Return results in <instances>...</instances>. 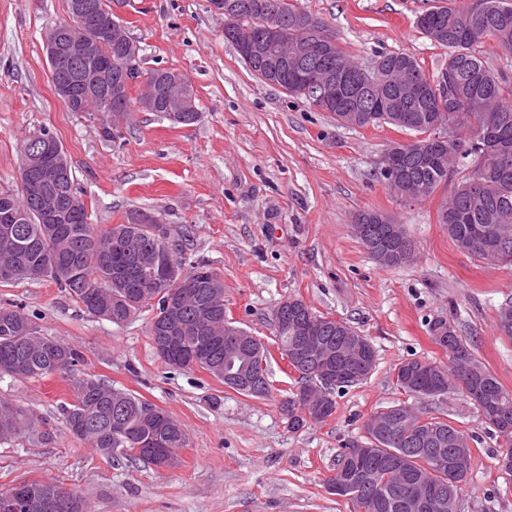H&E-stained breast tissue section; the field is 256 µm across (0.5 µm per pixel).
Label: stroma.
<instances>
[{"mask_svg":"<svg viewBox=\"0 0 512 512\" xmlns=\"http://www.w3.org/2000/svg\"><path fill=\"white\" fill-rule=\"evenodd\" d=\"M335 32L360 64L378 55L413 56L440 71L446 48L415 25L436 0H295ZM118 17L140 46L143 69L185 74L199 118L174 124L132 109L114 141L95 112H72L54 91L47 31L67 21L65 0H0V191L20 189L24 140L40 130L64 145L92 223L125 221L147 208L187 238V257L224 280L228 318L265 343L269 370L284 387L275 354L273 311L288 297L348 322L377 352L365 381L335 397L328 420L288 428L276 394L256 399L199 368L175 369L157 355L149 312L116 325L97 319L50 280L0 284V306L14 304L46 335L76 347L71 374L0 379V398L27 409L36 428L0 443V489L56 482L83 492L90 512H350L327 481L338 455L362 439L363 423L395 402L446 415L472 434V466L460 512H512V475L496 465L500 439L476 406L452 391L434 398L395 384L403 360L447 362L432 338L436 321L456 334L512 391V339L496 330L512 303V267L461 253L437 212L470 174L456 168L422 201L394 196L378 171L390 143L407 133L384 124H337L334 115L258 81L224 39V17L210 0H128ZM376 211L404 224L415 243L406 265L381 266L353 232L355 215ZM93 377L164 409L186 444L175 467L100 455L70 429V378Z\"/></svg>","mask_w":512,"mask_h":512,"instance_id":"obj_1","label":"stroma"}]
</instances>
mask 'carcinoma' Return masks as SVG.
Returning a JSON list of instances; mask_svg holds the SVG:
<instances>
[{
    "instance_id": "obj_1",
    "label": "carcinoma",
    "mask_w": 512,
    "mask_h": 512,
    "mask_svg": "<svg viewBox=\"0 0 512 512\" xmlns=\"http://www.w3.org/2000/svg\"><path fill=\"white\" fill-rule=\"evenodd\" d=\"M237 16L224 20V39L231 44L251 36H262L264 19L259 0H236ZM288 15V61L275 67L259 61L245 65L257 78L273 69L277 84L293 96L312 99V92L294 86L297 68L295 45L315 46L314 62L326 73L336 70L340 60L354 72L356 80L342 87L341 105L330 110L336 121L349 127L388 124L401 131L422 135L404 145L393 159L394 170L383 174L391 191L408 193L413 200L431 196L448 180L449 171L461 160H469L473 172L460 184L438 212V223L448 230L457 249L484 263H500L495 252L499 227H512V163L500 165L498 155L512 160V83L491 71L477 47L486 43L512 46V0H467L459 9L447 4L434 6L416 20V27L429 40L448 49V62L436 76H428L417 60L404 53L378 56L364 67L343 51L336 33L320 19L281 0ZM60 68L74 74L78 97L74 112L88 95L112 93V111L102 124L101 136L116 138L119 125L132 103L129 85L145 77L147 87L159 92L175 77L170 69L142 72L141 60L129 67L117 57L113 43L104 41L94 62L64 61ZM495 125H486L491 117ZM63 196L72 208L54 224L44 222L28 195L0 192V267L16 270L14 280L48 279L76 297L92 316L119 325L133 320L143 309L153 311L150 322L165 314V298L148 286L149 252L160 248L152 224H113L101 229L89 222L84 200L69 173ZM379 213L357 215L365 233L363 245L372 241L388 248L397 235H407L393 220L378 221ZM174 262L195 287L180 303V343L191 348L207 335L211 339L204 357L195 366L224 379V334L244 329L224 322V280L204 262L186 257V243L179 244ZM294 311L319 322L317 336L322 356L331 360L345 353L349 334L358 331L349 323L319 315L299 298ZM451 366L429 360L408 359L395 368L396 385L416 397H435L457 390L479 411L498 417L495 433L502 439L499 456L512 454V392L479 362L470 346L449 330ZM80 353L71 345L40 333L37 324L18 305L0 306V377H14V363L23 365L21 378L31 379L76 366ZM373 367L336 381L323 383L315 365L296 368L297 391L284 395L288 428L298 431L316 415L323 403H335V394L366 380ZM73 402L63 406L72 432L108 458H126L122 448L131 439L150 435L180 448L181 425L162 408L116 389L96 378L71 380ZM34 426L22 407L0 399V439ZM365 439L352 442L339 454L338 475L351 481L357 494L350 499L351 512H448V508L424 509L418 499L448 490L454 470L455 449L470 447L466 431L442 415L425 416L403 403L375 411L364 422Z\"/></svg>"
}]
</instances>
